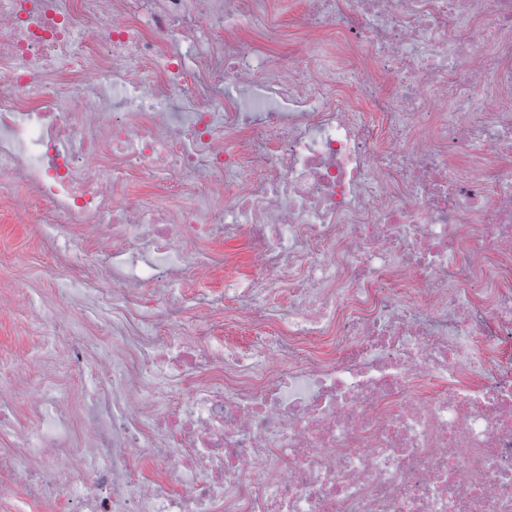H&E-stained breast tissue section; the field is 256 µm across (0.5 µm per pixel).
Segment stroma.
I'll return each instance as SVG.
<instances>
[{"instance_id": "obj_1", "label": "stroma", "mask_w": 512, "mask_h": 512, "mask_svg": "<svg viewBox=\"0 0 512 512\" xmlns=\"http://www.w3.org/2000/svg\"><path fill=\"white\" fill-rule=\"evenodd\" d=\"M270 11L280 16L282 25L275 36L258 30L242 31V38L263 54L284 55L305 35L293 18L296 0H265ZM35 268L23 288H15L14 268L18 262ZM15 290L17 308L0 310V358L5 360L30 358L44 353L33 376H43L46 369H58L71 341H79L87 355H95L112 343V308L101 302L95 291L82 292L67 288L53 265L46 246L34 224H25L16 217L8 199L0 198V292ZM35 300L43 307L62 313L65 324L51 329L30 321L25 304ZM180 316L184 322L215 327L217 337L242 345L248 344L251 331L225 321L223 313L185 306Z\"/></svg>"}]
</instances>
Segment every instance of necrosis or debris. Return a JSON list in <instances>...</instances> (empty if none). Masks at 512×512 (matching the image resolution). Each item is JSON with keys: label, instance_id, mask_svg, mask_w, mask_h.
Segmentation results:
<instances>
[{"label": "necrosis or debris", "instance_id": "4bbe7bcc", "mask_svg": "<svg viewBox=\"0 0 512 512\" xmlns=\"http://www.w3.org/2000/svg\"><path fill=\"white\" fill-rule=\"evenodd\" d=\"M257 3L0 0V195L150 323L71 349L83 448L59 387L0 367V512H512V0H302L341 55L280 61L230 36L278 29ZM146 175L176 205L129 200ZM217 237L254 268L207 301L245 352L167 309ZM62 226L60 242L63 243L67 239L77 240L81 243L85 254L96 256L99 242L88 235L85 224H63Z\"/></svg>", "mask_w": 512, "mask_h": 512}]
</instances>
